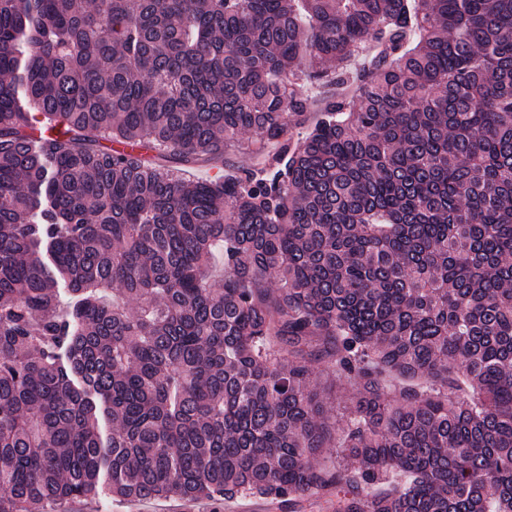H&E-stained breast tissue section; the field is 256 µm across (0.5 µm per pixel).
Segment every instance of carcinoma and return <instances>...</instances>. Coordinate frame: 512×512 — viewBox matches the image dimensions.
Masks as SVG:
<instances>
[{"mask_svg": "<svg viewBox=\"0 0 512 512\" xmlns=\"http://www.w3.org/2000/svg\"><path fill=\"white\" fill-rule=\"evenodd\" d=\"M243 492L512 512V0H0V512Z\"/></svg>", "mask_w": 512, "mask_h": 512, "instance_id": "cac0c4a2", "label": "carcinoma"}]
</instances>
